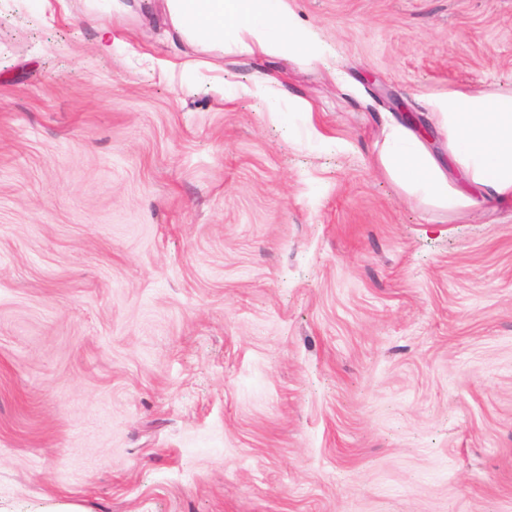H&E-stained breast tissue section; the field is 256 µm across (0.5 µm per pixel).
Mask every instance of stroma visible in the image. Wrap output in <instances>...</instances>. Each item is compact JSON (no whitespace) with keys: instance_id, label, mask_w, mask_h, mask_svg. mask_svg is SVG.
Segmentation results:
<instances>
[{"instance_id":"obj_1","label":"stroma","mask_w":512,"mask_h":512,"mask_svg":"<svg viewBox=\"0 0 512 512\" xmlns=\"http://www.w3.org/2000/svg\"><path fill=\"white\" fill-rule=\"evenodd\" d=\"M291 6L331 67L0 0V512H512V205L373 165L512 89V0ZM242 91L245 94L264 100L267 104V112L271 117H277L282 112H299L302 114L313 112L310 102L300 97L288 98V106L283 109L280 105L281 98L279 94L263 80L255 81L250 85H244Z\"/></svg>"}]
</instances>
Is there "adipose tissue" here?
<instances>
[{
    "label": "adipose tissue",
    "mask_w": 512,
    "mask_h": 512,
    "mask_svg": "<svg viewBox=\"0 0 512 512\" xmlns=\"http://www.w3.org/2000/svg\"><path fill=\"white\" fill-rule=\"evenodd\" d=\"M170 36L224 54L296 58L307 64L327 63L330 49L312 27L304 25L288 0H161ZM245 93L262 99L270 116L282 111L308 114L309 101L281 100L266 81L225 96ZM429 119L445 133L447 151L435 155L423 134L401 122L384 129L375 165L405 194L441 209L483 200L512 202V90L485 96L452 90L433 98ZM456 168L464 188L452 187L449 168Z\"/></svg>",
    "instance_id": "ef3b65f1"
}]
</instances>
